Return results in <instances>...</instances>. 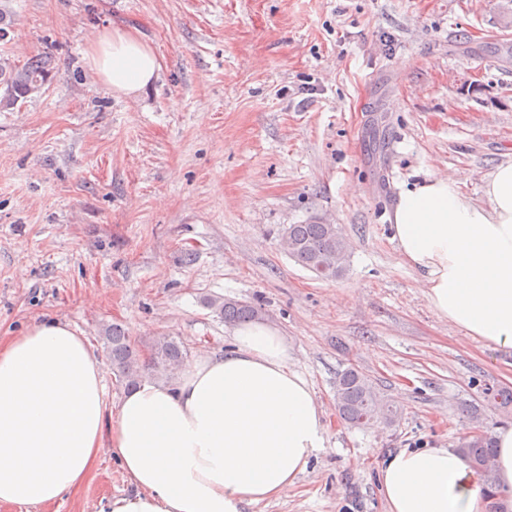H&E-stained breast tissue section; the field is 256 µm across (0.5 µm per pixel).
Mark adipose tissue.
I'll return each instance as SVG.
<instances>
[{"label":"adipose tissue","mask_w":512,"mask_h":512,"mask_svg":"<svg viewBox=\"0 0 512 512\" xmlns=\"http://www.w3.org/2000/svg\"><path fill=\"white\" fill-rule=\"evenodd\" d=\"M88 63L113 93L137 97L160 69L131 28L93 33ZM483 201L453 177L402 190L389 217L403 260L443 319L512 348V161L489 174ZM324 412L288 339L257 320L224 352H204L171 383L142 381L108 411L103 370L65 322L0 342V504L60 501L114 451L130 486L110 512H248L288 493L325 448ZM496 488L512 512V427L495 432ZM388 512H488L483 478L449 448H402L379 467Z\"/></svg>","instance_id":"ef3b65f1"}]
</instances>
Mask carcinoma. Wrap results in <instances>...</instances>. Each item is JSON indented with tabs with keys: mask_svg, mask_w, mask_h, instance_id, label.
<instances>
[{
	"mask_svg": "<svg viewBox=\"0 0 512 512\" xmlns=\"http://www.w3.org/2000/svg\"><path fill=\"white\" fill-rule=\"evenodd\" d=\"M50 65L51 59L47 56H38L18 66L9 57L1 55L0 88L4 93L0 96V109L11 110L32 94L41 92L47 84ZM282 240L288 255L317 276L336 279L343 275L349 244L337 225L290 224L282 230ZM205 304L230 324L252 321L262 315L261 307L245 301L209 298ZM103 339L112 368L128 387L139 382L146 371L171 380L187 359L186 348L171 336L159 337L149 360L141 359L124 328L117 323L104 329ZM335 397L340 418L350 425L383 420L391 424L395 420L393 405L385 401L373 381L354 366L338 373ZM459 451L484 477L490 493H495L492 436L487 432L475 434L461 442Z\"/></svg>",
	"mask_w": 512,
	"mask_h": 512,
	"instance_id": "obj_1",
	"label": "carcinoma"
}]
</instances>
